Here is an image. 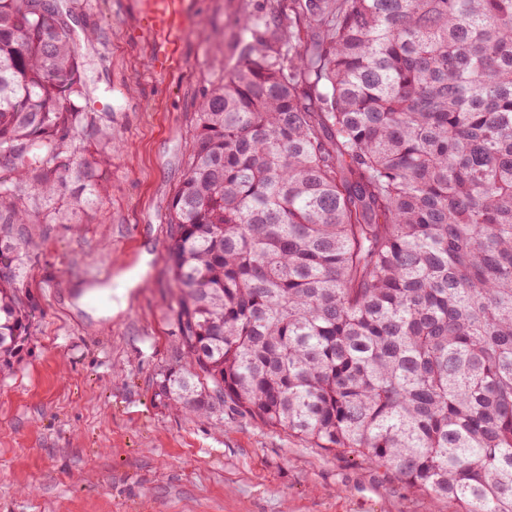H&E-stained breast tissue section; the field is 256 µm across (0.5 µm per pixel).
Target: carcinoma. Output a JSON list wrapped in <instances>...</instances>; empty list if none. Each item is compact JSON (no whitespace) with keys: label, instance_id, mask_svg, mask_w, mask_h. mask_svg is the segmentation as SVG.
Masks as SVG:
<instances>
[{"label":"carcinoma","instance_id":"obj_1","mask_svg":"<svg viewBox=\"0 0 512 512\" xmlns=\"http://www.w3.org/2000/svg\"><path fill=\"white\" fill-rule=\"evenodd\" d=\"M57 0H0V164L46 196L81 126ZM166 246L211 394L383 468L428 504L512 512V0H288L247 17L199 105ZM0 239V372L30 315Z\"/></svg>","mask_w":512,"mask_h":512}]
</instances>
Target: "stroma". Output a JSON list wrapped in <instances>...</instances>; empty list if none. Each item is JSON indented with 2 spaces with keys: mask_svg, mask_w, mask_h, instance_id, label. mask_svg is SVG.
Returning a JSON list of instances; mask_svg holds the SVG:
<instances>
[{
  "mask_svg": "<svg viewBox=\"0 0 512 512\" xmlns=\"http://www.w3.org/2000/svg\"><path fill=\"white\" fill-rule=\"evenodd\" d=\"M273 0H182L181 54L155 72L140 0H59L88 117L75 141L97 159L8 229L33 306L0 375V512H423L382 469L336 456L213 401L176 411L156 384L186 356L167 262L171 200L188 171L203 96L234 65L242 22Z\"/></svg>",
  "mask_w": 512,
  "mask_h": 512,
  "instance_id": "1",
  "label": "stroma"
}]
</instances>
